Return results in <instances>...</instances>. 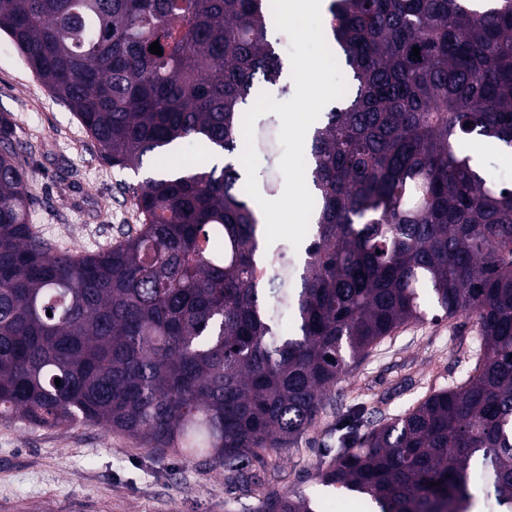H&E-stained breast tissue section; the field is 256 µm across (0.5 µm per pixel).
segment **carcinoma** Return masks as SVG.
Instances as JSON below:
<instances>
[{
  "label": "carcinoma",
  "instance_id": "obj_1",
  "mask_svg": "<svg viewBox=\"0 0 512 512\" xmlns=\"http://www.w3.org/2000/svg\"><path fill=\"white\" fill-rule=\"evenodd\" d=\"M271 11L0 0V33L101 158L136 173L154 161L132 188L139 224L61 251L31 224L0 116V418L98 426L244 484L245 461L293 445L349 363L425 317V291L446 318L476 316L473 373L361 435L350 425L320 480L378 512H471L479 460L512 512V185L463 149L479 138L512 155V0H330L323 34L349 81L313 127L314 232L288 287L255 276L241 173L252 91L283 71ZM191 142L234 161L169 167ZM254 149L273 157L266 128ZM316 509L301 495L257 506Z\"/></svg>",
  "mask_w": 512,
  "mask_h": 512
}]
</instances>
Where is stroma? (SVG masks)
Here are the masks:
<instances>
[{"label":"stroma","mask_w":512,"mask_h":512,"mask_svg":"<svg viewBox=\"0 0 512 512\" xmlns=\"http://www.w3.org/2000/svg\"><path fill=\"white\" fill-rule=\"evenodd\" d=\"M13 122L34 197L33 224L68 250L108 245L136 224L131 192L140 177L101 160L73 111L0 37V114ZM401 326L351 363L327 392L313 423L291 447L251 460L249 491L230 492L224 470L140 447L96 426L39 428L0 418V512H254L259 501L302 493L319 512H370L365 496L327 488L319 475L334 457L346 418L359 432L405 414L418 400L466 380L479 354L474 317L439 316Z\"/></svg>","instance_id":"1"}]
</instances>
